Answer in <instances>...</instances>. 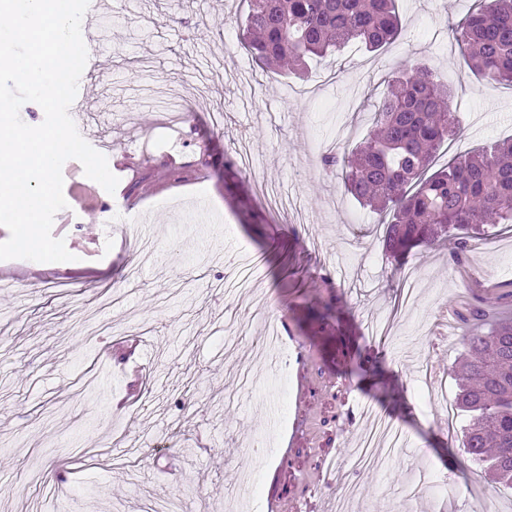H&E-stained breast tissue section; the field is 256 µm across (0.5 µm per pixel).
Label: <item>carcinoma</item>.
I'll use <instances>...</instances> for the list:
<instances>
[{
    "instance_id": "1",
    "label": "carcinoma",
    "mask_w": 512,
    "mask_h": 512,
    "mask_svg": "<svg viewBox=\"0 0 512 512\" xmlns=\"http://www.w3.org/2000/svg\"><path fill=\"white\" fill-rule=\"evenodd\" d=\"M394 0H248L242 44L275 74L299 73L313 57L357 42L375 52L397 38ZM472 71L512 86V0H491L451 30ZM453 91L424 63L394 73L371 133L355 148L322 156L340 171L344 191L361 204L391 212L385 248L457 239L454 260L467 249L465 230L512 224V139L457 156L428 174L440 148L460 133L450 112ZM464 352L457 407L464 416L461 448L491 480L512 486V315L489 324L480 309Z\"/></svg>"
}]
</instances>
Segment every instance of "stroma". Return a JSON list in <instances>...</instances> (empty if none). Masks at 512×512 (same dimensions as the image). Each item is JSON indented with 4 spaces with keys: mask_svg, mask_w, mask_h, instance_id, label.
<instances>
[{
    "mask_svg": "<svg viewBox=\"0 0 512 512\" xmlns=\"http://www.w3.org/2000/svg\"><path fill=\"white\" fill-rule=\"evenodd\" d=\"M480 0H396L403 30L352 44L302 77L261 69L237 38L246 0H111L88 96L115 192L88 186L62 234L72 258L0 289V512H226L245 465L262 512H512V487L469 466L429 395L454 400L459 313H512V226L397 263L390 216L359 206L326 146L371 129L395 68L426 62L454 91L461 136L437 166L512 138V87L469 70L449 31ZM248 249L263 277L227 289ZM278 325L287 392L255 345ZM405 433L390 463L352 472L365 408ZM262 439L270 455L252 460ZM67 481L56 485L55 475Z\"/></svg>",
    "mask_w": 512,
    "mask_h": 512,
    "instance_id": "stroma-1",
    "label": "stroma"
}]
</instances>
